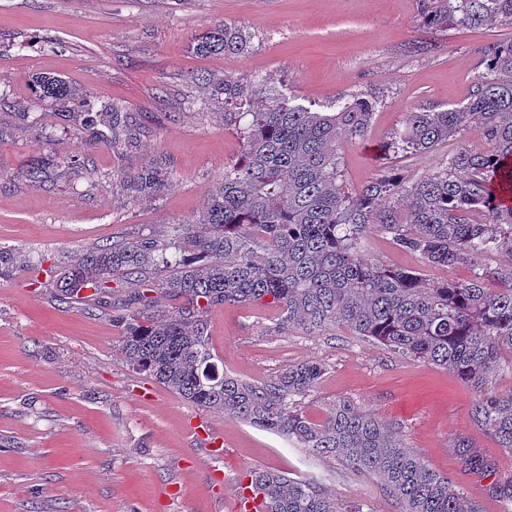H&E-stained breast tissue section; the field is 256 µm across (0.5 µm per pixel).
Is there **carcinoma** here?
<instances>
[{
  "label": "carcinoma",
  "mask_w": 512,
  "mask_h": 512,
  "mask_svg": "<svg viewBox=\"0 0 512 512\" xmlns=\"http://www.w3.org/2000/svg\"><path fill=\"white\" fill-rule=\"evenodd\" d=\"M420 23L444 31L512 24V0H418ZM250 38L231 24L195 38L199 55L248 52ZM40 97L64 103L78 97L69 82L36 80ZM224 104V126L243 145L235 163L207 195L196 217L172 225L166 238L101 246L76 255L44 283L58 301L105 312L121 330L118 351L134 369L185 401L232 415L287 437L316 457L353 474L375 477L400 512H481L448 477L427 468L377 415L350 398L313 421L302 400L325 374L323 364H290L255 384L219 369L209 348L207 313L241 303L275 306L280 325L304 336L344 326L390 352L443 369L470 388L475 423L512 451V262L488 268L482 260L512 258V43L485 49L484 71L470 100L442 110L407 113L384 142V155L425 153L474 128L488 148L464 142L448 164L420 180L386 171L355 188L337 152L340 136L367 135L375 98L348 95L335 112L288 105L267 84L226 75L209 80ZM67 118L97 130L112 147L137 139L140 124L114 102L83 100ZM61 162L45 156L26 177L49 178ZM173 175L158 162L126 181L137 199L156 198ZM390 236L400 250L431 268H466L468 278L430 281L417 268L393 267L369 256L367 229ZM139 287L125 294L113 277ZM454 448L465 471L491 478L488 495L512 512V473L465 436ZM263 512H373L364 500L343 501L316 483L270 469L249 472Z\"/></svg>",
  "instance_id": "obj_1"
}]
</instances>
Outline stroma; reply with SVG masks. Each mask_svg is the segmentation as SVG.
Listing matches in <instances>:
<instances>
[{
    "mask_svg": "<svg viewBox=\"0 0 512 512\" xmlns=\"http://www.w3.org/2000/svg\"><path fill=\"white\" fill-rule=\"evenodd\" d=\"M224 22L249 33V51L196 54L195 37ZM508 40L512 24L422 28L417 0H0V247L20 257L0 280V512H238L254 468L399 512L377 479L198 408L132 369L115 351L110 315L56 301L43 283L76 253L161 239L201 212L242 144L200 77L262 81L291 104L325 112L343 94L376 98L367 136L338 144L345 179L360 187L385 168L418 180L446 162L455 142L393 159L380 147L406 112L467 103L485 46ZM41 75L122 104L144 132L129 148H111L61 119L73 104L38 98ZM49 154L71 163L48 183L29 182L28 164ZM84 157L93 170L80 166ZM156 159L170 167L171 187L150 201L126 196L121 182ZM98 170L111 181L97 180ZM207 318L210 350L226 372L261 383L301 360L324 363L303 402L313 420L329 402L352 398L398 427L428 468L484 512H503L453 445L468 437L504 472L512 452L473 421V393L453 375L343 327L324 336L276 328L278 310L264 303Z\"/></svg>",
    "mask_w": 512,
    "mask_h": 512,
    "instance_id": "35a3bbf8",
    "label": "stroma"
}]
</instances>
